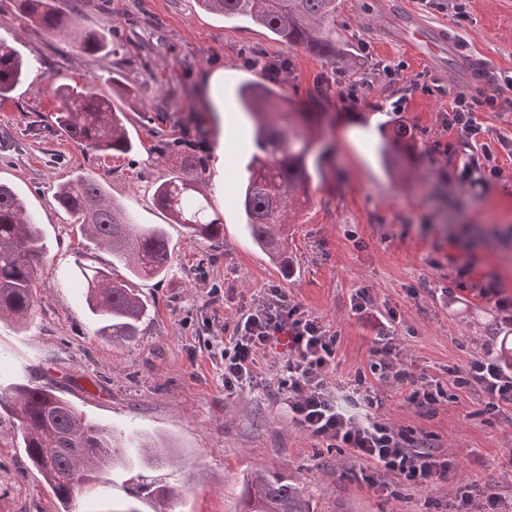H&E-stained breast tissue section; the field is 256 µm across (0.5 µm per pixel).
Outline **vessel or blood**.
Returning <instances> with one entry per match:
<instances>
[{
  "label": "vessel or blood",
  "instance_id": "b4317fda",
  "mask_svg": "<svg viewBox=\"0 0 512 512\" xmlns=\"http://www.w3.org/2000/svg\"><path fill=\"white\" fill-rule=\"evenodd\" d=\"M399 31L405 34L409 44L425 48L432 56L448 54L451 60L466 66L477 86L487 82L486 67L478 58L461 53L446 30L431 25L413 13H404L399 20Z\"/></svg>",
  "mask_w": 512,
  "mask_h": 512
}]
</instances>
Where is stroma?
Here are the masks:
<instances>
[{
	"mask_svg": "<svg viewBox=\"0 0 512 512\" xmlns=\"http://www.w3.org/2000/svg\"><path fill=\"white\" fill-rule=\"evenodd\" d=\"M76 30L107 43L89 53L66 36L32 27L13 0H0V39L30 65L25 81L0 103V183L26 202L42 228L46 253L27 323L0 320V388L39 385L74 403L106 429L166 441L172 460L156 467L131 458L108 482L91 476L73 512H156L157 486L175 488L172 512H239L244 475L273 471L297 483L315 512H452L461 478L494 482L512 512V408H489L475 391L448 383V370L512 348L493 301L459 288L457 266L475 262L474 278L493 277L512 295V154H499L506 180L458 184L465 151L445 123L455 94L474 90L466 68L441 66L392 35L396 13L448 28L464 53L489 70H512V0H471L472 23L420 0H337L336 35L348 42L359 77L374 63H403L404 80L373 82L358 104L341 101L338 63L273 40L263 28L200 10L197 0H56ZM260 50L286 63L282 89L298 106L323 113L329 152L313 175L309 202L293 215L288 265L273 263L252 242L239 208L253 128L236 97L261 70L241 51ZM425 78L435 92L411 83ZM138 99L112 93L113 79ZM56 83H77L109 96L125 113L135 152L103 154L77 145L54 124ZM194 121H187V114ZM397 121L414 133L417 153L407 175L380 160L382 126ZM447 155L435 152L437 143ZM204 164L202 187L224 224L219 244L172 223L153 200L155 184L178 172L186 144ZM79 174L105 182L139 224L167 233L172 269L161 280H133L149 305L135 339L97 336L78 261L108 264L110 255L81 235L59 208L57 185ZM223 296L208 293L211 284ZM283 289L288 304L321 318L336 336L331 389L343 396L357 372H368L376 320L386 321L403 362L443 386L430 415L410 405L401 385L376 382L379 416L395 427L431 435L455 463L432 488L404 486L347 449L295 427L278 391L288 339L275 337L259 356L252 385L225 394L216 356L241 311ZM372 298L362 313L357 293ZM53 489L30 464L18 424L0 415V512H63Z\"/></svg>",
	"mask_w": 512,
	"mask_h": 512,
	"instance_id": "1",
	"label": "stroma"
}]
</instances>
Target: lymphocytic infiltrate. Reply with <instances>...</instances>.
<instances>
[{
  "label": "lymphocytic infiltrate",
  "instance_id": "lymphocytic-infiltrate-1",
  "mask_svg": "<svg viewBox=\"0 0 512 512\" xmlns=\"http://www.w3.org/2000/svg\"><path fill=\"white\" fill-rule=\"evenodd\" d=\"M504 104L501 96L480 91L454 96L448 127L455 131L458 143L469 151L458 176L459 183L476 179L488 185L503 177L498 150L511 148L512 141L503 137L482 139L483 129L476 115L502 111ZM282 333L288 337L290 353L281 365L280 388L288 399V415L296 426L349 449L355 457L372 462L412 488L430 487L447 477L454 462L429 443L427 437H417L377 421L382 402L367 386L365 376L350 382L344 399L336 398L327 379L336 367L335 336L319 317L301 306L285 303L281 289H271L262 305L242 313L221 348L225 390L252 384L259 353ZM370 354L371 374L409 386L410 404L427 413L435 411L436 393L405 368L394 337H375ZM448 377L456 387L479 390L490 408L512 405V363L501 357H481L466 369H450Z\"/></svg>",
  "mask_w": 512,
  "mask_h": 512
}]
</instances>
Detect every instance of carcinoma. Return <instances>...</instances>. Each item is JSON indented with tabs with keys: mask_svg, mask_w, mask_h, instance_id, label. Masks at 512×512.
Returning <instances> with one entry per match:
<instances>
[{
	"mask_svg": "<svg viewBox=\"0 0 512 512\" xmlns=\"http://www.w3.org/2000/svg\"><path fill=\"white\" fill-rule=\"evenodd\" d=\"M37 29L71 35L87 52L105 47L96 33L71 34L72 18L54 0H15ZM207 11L226 19L243 18L271 32L275 39L330 60L348 63L347 43L336 37V0H198ZM28 64L0 41V102L10 98L27 74ZM59 100L54 122L72 141L100 153H130L136 143L112 100L90 87L55 84ZM240 106L254 127L256 151L246 166L247 177L239 204L250 235L273 261L288 268L290 204L308 198L312 179L309 165L321 170L328 149L316 137L317 116L301 112L274 82L247 81L237 92ZM382 156L399 166L413 156L414 134L392 121L383 127ZM177 175L156 185L155 204L175 224L205 240L224 236V224L201 190V160L186 152L178 157ZM58 205L76 217L85 235L112 254V266L78 263L86 302L97 317L99 336L130 340L148 312L146 302L127 284L130 277L161 279L170 270L171 250L158 225L134 224L102 182L76 176L57 188ZM45 253L40 225L23 200L0 184V319L23 322L35 306L38 267ZM19 422L22 441L32 466L69 504L92 472L106 473L132 452L163 465L171 459L165 442L126 444L123 435L87 420L69 400L41 387L19 385L0 390V412ZM240 512H310L301 488L271 471L246 477Z\"/></svg>",
	"mask_w": 512,
	"mask_h": 512,
	"instance_id": "1",
	"label": "carcinoma"
}]
</instances>
